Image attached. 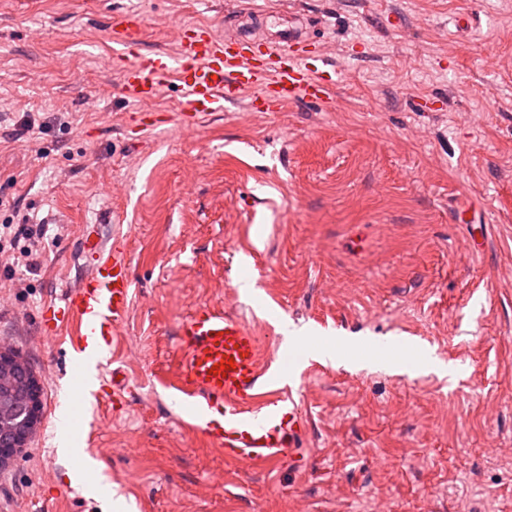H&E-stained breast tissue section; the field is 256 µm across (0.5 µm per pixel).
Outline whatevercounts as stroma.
Wrapping results in <instances>:
<instances>
[{
	"label": "stroma",
	"mask_w": 512,
	"mask_h": 512,
	"mask_svg": "<svg viewBox=\"0 0 512 512\" xmlns=\"http://www.w3.org/2000/svg\"><path fill=\"white\" fill-rule=\"evenodd\" d=\"M97 1L0 0V224L18 211L63 227L40 268L17 269L24 287L0 274V344L28 360L43 405L0 470V512H102L55 450L74 385L65 339L41 340L38 323L90 271L87 229L125 235L135 284L114 346L127 390L96 438L81 412L72 433L131 512H512V0H300L337 67L332 108L242 100L188 128L166 88V122L140 131L107 63L113 12L140 11L145 49L170 53L171 24L220 35L271 4ZM199 303L241 316L293 382L311 422L298 461L230 462L179 424L166 384ZM289 323L377 348L408 336L462 372L312 371L284 345Z\"/></svg>",
	"instance_id": "1"
}]
</instances>
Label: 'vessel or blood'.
Segmentation results:
<instances>
[{
    "mask_svg": "<svg viewBox=\"0 0 512 512\" xmlns=\"http://www.w3.org/2000/svg\"><path fill=\"white\" fill-rule=\"evenodd\" d=\"M311 23L291 26L267 38L254 31L226 28L216 35L207 26L182 31L178 54L146 51V21L136 10L114 13L109 39L118 52L109 61L121 76L120 91L131 105L130 121L147 118L161 89L176 85L184 99L183 125H195L207 114L222 111L246 92L259 89L268 110L298 101L332 107L336 102L335 68H318L307 52L313 44ZM94 259L92 270L77 286L62 291L56 304L39 315L43 339L74 328L70 369L79 385L110 374L113 395L124 392L119 372H108L112 339L128 319L133 272L123 237L104 243L93 233L82 239ZM180 372L169 388L189 407L184 428L206 438L226 460L255 467L274 466L292 457L310 427L292 388H269L265 361L256 332L237 315L198 304L178 332ZM225 374L212 373L214 365ZM223 408L222 423H213V409Z\"/></svg>",
    "mask_w": 512,
    "mask_h": 512,
    "instance_id": "obj_1",
    "label": "vessel or blood"
}]
</instances>
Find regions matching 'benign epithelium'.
Wrapping results in <instances>:
<instances>
[{"instance_id": "benign-epithelium-1", "label": "benign epithelium", "mask_w": 512, "mask_h": 512, "mask_svg": "<svg viewBox=\"0 0 512 512\" xmlns=\"http://www.w3.org/2000/svg\"><path fill=\"white\" fill-rule=\"evenodd\" d=\"M0 385L18 392L23 398L27 415L16 421L11 416V406L0 405V418L11 435V447L0 448V464L13 461L35 435L41 421V384L28 362L13 348L0 345Z\"/></svg>"}]
</instances>
